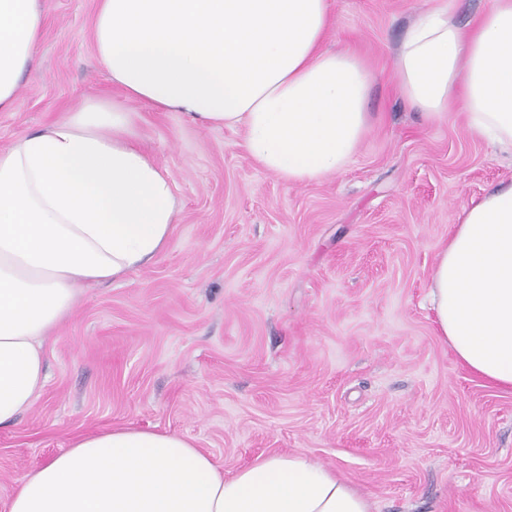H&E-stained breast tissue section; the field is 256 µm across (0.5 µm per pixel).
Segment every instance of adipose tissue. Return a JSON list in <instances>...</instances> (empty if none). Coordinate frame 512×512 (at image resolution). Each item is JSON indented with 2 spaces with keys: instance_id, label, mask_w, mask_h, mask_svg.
Returning <instances> with one entry per match:
<instances>
[{
  "instance_id": "adipose-tissue-1",
  "label": "adipose tissue",
  "mask_w": 512,
  "mask_h": 512,
  "mask_svg": "<svg viewBox=\"0 0 512 512\" xmlns=\"http://www.w3.org/2000/svg\"><path fill=\"white\" fill-rule=\"evenodd\" d=\"M409 27L396 89L427 123L463 116L512 154V0L467 25L445 0ZM42 0H0V112L14 111L42 37ZM329 0H97L98 62L122 101L91 98L0 149V427L46 385L44 344L84 285L124 280L178 218L130 103L240 128L258 166L291 184L337 173L365 138L370 74L325 49ZM438 335L474 376L512 389V181L460 209L430 274ZM7 512H373L332 468L294 452L225 475L181 435L116 427L24 474Z\"/></svg>"
}]
</instances>
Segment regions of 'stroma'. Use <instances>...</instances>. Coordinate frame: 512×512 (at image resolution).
<instances>
[{
	"mask_svg": "<svg viewBox=\"0 0 512 512\" xmlns=\"http://www.w3.org/2000/svg\"><path fill=\"white\" fill-rule=\"evenodd\" d=\"M95 4L43 0L0 149L88 98L120 100ZM330 6L326 46L369 65L376 116L341 172L291 185L246 156L241 131L133 104L178 222L151 264L87 288L46 340L45 389L0 427V512L24 473L114 426L189 436L228 472L302 450L375 512H512V391L461 365L426 303L462 204L512 178V159L398 96L391 59L427 0Z\"/></svg>",
	"mask_w": 512,
	"mask_h": 512,
	"instance_id": "1",
	"label": "stroma"
}]
</instances>
